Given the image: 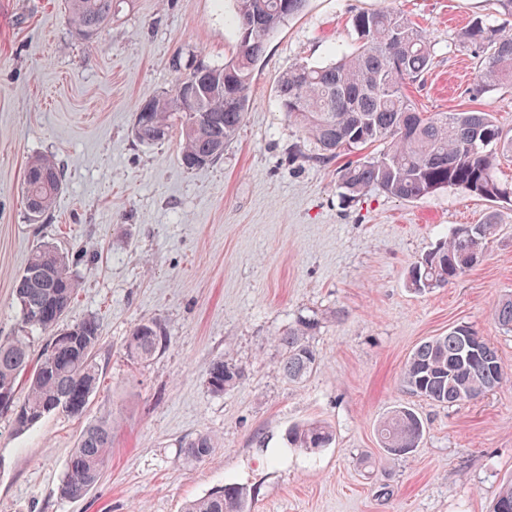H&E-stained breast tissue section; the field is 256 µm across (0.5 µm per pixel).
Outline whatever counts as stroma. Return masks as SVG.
I'll use <instances>...</instances> for the list:
<instances>
[{
  "instance_id": "35a3bbf8",
  "label": "stroma",
  "mask_w": 512,
  "mask_h": 512,
  "mask_svg": "<svg viewBox=\"0 0 512 512\" xmlns=\"http://www.w3.org/2000/svg\"><path fill=\"white\" fill-rule=\"evenodd\" d=\"M387 0H306L270 37L253 70L237 136L214 163L189 169L178 136L144 146L137 107L171 90L169 58L221 63L236 49L232 0H122L95 41L75 32L65 0H0V339L13 335L14 286L32 250L68 251L78 288L63 326L93 316L100 385L81 416L53 412L16 432L0 411V512H181L236 482L250 512H490L512 481V332L493 310L512 298V205L448 187L414 201L372 190L341 196L336 168L293 158L300 129L282 112L280 74L350 51L352 18ZM433 46L405 92L419 111L493 113L512 128V87L476 91L478 65L457 35L481 18L512 32L492 0H396ZM467 76H460L459 65ZM54 159L64 189L42 221L22 200L26 166ZM497 226L482 260L451 284L415 291L409 273L458 224ZM321 365L305 381L280 369L278 332L304 316ZM156 320L169 341L130 360L133 327ZM472 326L509 374L479 399L441 405L411 396L403 366L423 340ZM244 378L215 395V359ZM411 407L425 433L403 456L377 424ZM112 418V454L82 499L59 485L82 429ZM324 421L335 440L309 452L286 430ZM208 434L212 455L185 464L180 445Z\"/></svg>"
}]
</instances>
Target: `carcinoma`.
<instances>
[{
    "label": "carcinoma",
    "instance_id": "1",
    "mask_svg": "<svg viewBox=\"0 0 512 512\" xmlns=\"http://www.w3.org/2000/svg\"><path fill=\"white\" fill-rule=\"evenodd\" d=\"M116 0H68L73 27L90 40L112 20ZM232 22L237 32L236 53L212 73L224 75V90L206 100V110L219 128L200 120L180 99L182 87L197 81L195 55L179 53L169 61L175 75L172 89L138 106L144 111L140 131L133 133L142 145H153L159 130L179 132L182 164L196 168L224 155V147L241 128L249 105L253 67L263 56L269 37L286 19L298 14L306 0H233ZM259 18L263 29L245 34V23ZM359 42L355 49L322 65H295L276 84L282 110L313 145L310 157L330 162L342 154H357L377 143L386 149L365 155L336 169V185L343 197L354 201L378 189L404 201H414L445 187H456L489 202L512 201V184L496 173L512 161V133L496 124L492 113L469 110L425 115L404 93V85L429 69L431 42L406 15L393 7L360 12L353 18ZM462 47L480 61L478 85L492 89L512 86V33L473 21L458 34ZM64 185L63 168L47 157L31 159L24 173L22 194L26 212L38 218L49 214ZM496 229L495 215L481 224H460L448 240L416 262L411 285L417 291L443 288L476 266ZM77 281L69 256L46 243L31 252L15 286L19 323L15 335L0 339V393L9 400L0 409L13 416L23 433L45 415L61 411L81 414L97 388L96 361L100 323L95 317L61 330L68 342L39 357H31L33 332L53 330L70 308ZM495 321L512 331V299L501 301ZM317 322L304 317L274 336L281 348V369L290 382L300 383L320 368V358L308 336ZM472 327L457 325L444 336L421 342L408 356L403 383L409 392L439 404L457 405L476 400L498 387L507 371L489 343L481 355L468 356L464 336ZM168 340L164 325L156 320L138 323L125 343L127 357L151 360ZM243 370L222 359L213 361L206 374L208 389L217 395L235 387ZM26 394L18 399L17 390ZM112 418L86 426L61 480L60 495L85 497L99 478L112 448ZM382 447L391 455L407 454L418 447L423 423L406 406L380 421ZM333 430L322 422L289 428L286 446L317 450L333 442ZM215 440L206 434L184 441L180 448L188 463L206 460ZM248 490L238 483L188 502L183 512H247Z\"/></svg>",
    "mask_w": 512,
    "mask_h": 512
}]
</instances>
